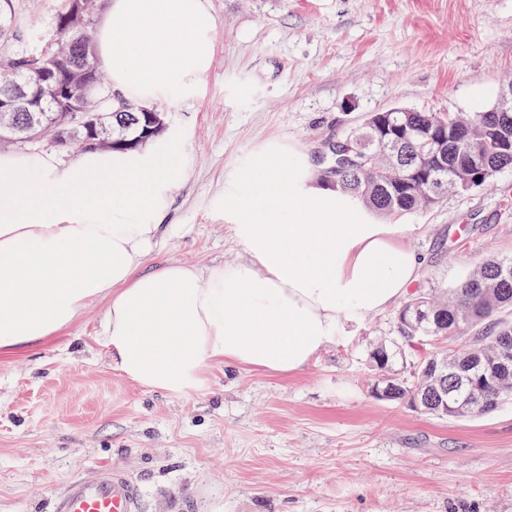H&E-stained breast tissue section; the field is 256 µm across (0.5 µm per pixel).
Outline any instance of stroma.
<instances>
[{
  "mask_svg": "<svg viewBox=\"0 0 512 512\" xmlns=\"http://www.w3.org/2000/svg\"><path fill=\"white\" fill-rule=\"evenodd\" d=\"M214 58L156 108L184 173L149 266L239 257L224 184L279 141L320 158L370 113L445 116L496 106L512 83V0H209ZM424 259L418 284L452 289L512 256V168L398 219ZM105 302L63 336L0 361V512H51L101 466L140 512H512V404L440 419L373 393L369 352L397 308L283 378L208 365L169 396L113 369Z\"/></svg>",
  "mask_w": 512,
  "mask_h": 512,
  "instance_id": "obj_1",
  "label": "stroma"
}]
</instances>
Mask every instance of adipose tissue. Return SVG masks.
I'll return each instance as SVG.
<instances>
[{
	"mask_svg": "<svg viewBox=\"0 0 512 512\" xmlns=\"http://www.w3.org/2000/svg\"><path fill=\"white\" fill-rule=\"evenodd\" d=\"M207 0H109L95 33L113 88L145 105L211 68ZM183 173L175 136L136 148L0 151V358L106 304L113 367L180 395L206 365L288 377L359 323L407 297L422 265L393 224L315 182L307 153L267 143L234 170L224 203L241 257L145 271Z\"/></svg>",
	"mask_w": 512,
	"mask_h": 512,
	"instance_id": "ef3b65f1",
	"label": "adipose tissue"
}]
</instances>
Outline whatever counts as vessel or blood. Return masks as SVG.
<instances>
[{
	"mask_svg": "<svg viewBox=\"0 0 512 512\" xmlns=\"http://www.w3.org/2000/svg\"><path fill=\"white\" fill-rule=\"evenodd\" d=\"M53 512H138L135 487L121 474L101 468L92 479L72 480L52 503Z\"/></svg>",
	"mask_w": 512,
	"mask_h": 512,
	"instance_id": "vessel-or-blood-1",
	"label": "vessel or blood"
}]
</instances>
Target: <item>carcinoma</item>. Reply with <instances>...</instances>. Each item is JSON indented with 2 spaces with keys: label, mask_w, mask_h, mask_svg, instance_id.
<instances>
[{
  "label": "carcinoma",
  "mask_w": 512,
  "mask_h": 512,
  "mask_svg": "<svg viewBox=\"0 0 512 512\" xmlns=\"http://www.w3.org/2000/svg\"><path fill=\"white\" fill-rule=\"evenodd\" d=\"M68 0H59L50 30L38 33L22 24L13 0H0V63L15 69L14 83L23 85L43 114L51 116L56 101L40 87L29 56L36 50L57 47L69 40L61 25ZM86 65L93 73L92 93L112 105L116 132L129 141L141 137L139 103L112 89L99 68L96 50ZM503 103L462 116L442 118L434 112H372L345 132L355 167L343 181L326 171L336 163L329 155L317 179L360 201L382 216L405 215L429 210L450 193H465L493 181L512 167V112H502ZM448 137V165L432 167L429 158L436 144L432 138ZM415 158L411 169H395L396 148ZM400 335L370 354L377 370L385 369L406 347L448 343L417 365L415 382L389 377L378 381L383 399L407 397L415 401L439 382L448 393L437 404H420L425 412L441 419L467 418L512 404V257L494 259L462 279L444 300L431 291L415 289L399 313Z\"/></svg>",
  "instance_id": "1"
}]
</instances>
